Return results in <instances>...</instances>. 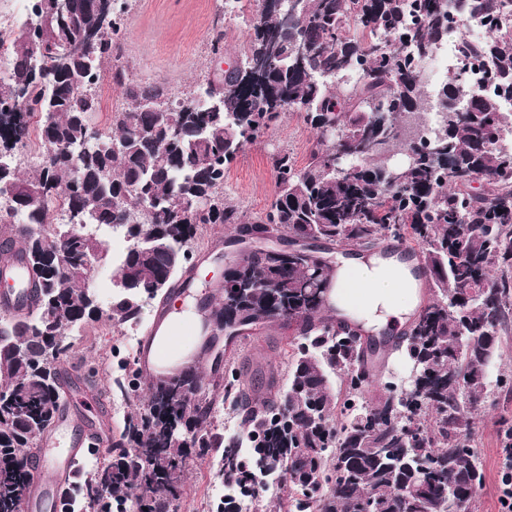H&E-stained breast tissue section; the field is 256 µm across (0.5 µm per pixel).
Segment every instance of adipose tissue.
Here are the masks:
<instances>
[{"label":"adipose tissue","instance_id":"ef3b65f1","mask_svg":"<svg viewBox=\"0 0 512 512\" xmlns=\"http://www.w3.org/2000/svg\"><path fill=\"white\" fill-rule=\"evenodd\" d=\"M333 313L368 332L399 335L410 321L422 288L409 263L378 254L339 256L335 266Z\"/></svg>","mask_w":512,"mask_h":512}]
</instances>
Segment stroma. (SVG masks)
<instances>
[{
	"instance_id": "obj_1",
	"label": "stroma",
	"mask_w": 512,
	"mask_h": 512,
	"mask_svg": "<svg viewBox=\"0 0 512 512\" xmlns=\"http://www.w3.org/2000/svg\"><path fill=\"white\" fill-rule=\"evenodd\" d=\"M224 0H130L125 15V50L119 61L137 81L159 80L171 92L183 97L205 84L209 73L241 59L246 36L254 22L252 10L224 17ZM224 22V52L213 55L210 38L216 20ZM314 131L296 113L289 112L281 123L248 146L233 161L224 176V192L239 203L246 215L263 212L276 192V174L271 166L273 153L285 149L298 163H305ZM233 232L221 224L203 227L191 254L201 266L188 298L199 304L201 298L217 295L216 280L224 270L223 249L212 248L214 239L226 240ZM150 319L141 325H118L109 320L73 330L68 362L94 367L92 382L79 384L69 395L70 410L112 430L122 428L123 416L114 413L112 403L124 399L134 407V393L120 394L115 386L119 368L133 371ZM291 334L288 326L274 322L258 327L241 343L234 366L249 377L258 372L285 377L283 348ZM495 402L486 407L474 422V438L485 482L478 490L472 512H503L500 496V457L502 439L498 431L501 418H512V389L499 387ZM222 483L216 478L213 457L190 460L184 474V492L177 499L180 512H214Z\"/></svg>"
}]
</instances>
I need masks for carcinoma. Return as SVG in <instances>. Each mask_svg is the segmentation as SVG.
Instances as JSON below:
<instances>
[{
  "label": "carcinoma",
  "instance_id": "cac0c4a2",
  "mask_svg": "<svg viewBox=\"0 0 512 512\" xmlns=\"http://www.w3.org/2000/svg\"><path fill=\"white\" fill-rule=\"evenodd\" d=\"M93 0H72V31L95 29L80 54L54 58L32 78L31 34L52 48L64 31L38 6L13 32L7 75L0 77V252L19 248L33 309L0 325V512H17L30 487L31 449L66 400L58 364L70 350V331L102 317L139 325L145 306L167 294L188 250L206 224L267 225L288 238L330 245L376 247L408 235L434 299L415 315L394 350L419 365L408 394L390 382L363 400L367 354L348 320L322 317L335 277L310 275L305 253L256 252L224 268V303L213 313L257 324L302 316L310 323L283 357L288 385L269 376L263 388L238 372L196 402L179 398L171 382H156L146 406L128 413L107 455L82 470L68 489V512H167L184 484V463L224 449L219 476L236 475L227 498L249 499L268 512L259 489L278 485V507L296 512H445L448 486L472 501L483 472L470 431L474 413L490 397L489 368L499 330L512 321V151L497 142L512 134L502 102L512 100V0H457L458 11L485 21L483 40L463 41L465 60L489 66L496 92L475 89L468 107L438 127L440 156L404 164L400 181L382 175L384 161L362 146L396 138L406 115L425 112L427 100L412 59L448 39V0H297L302 20L285 26L275 9L258 10L244 59L259 49L272 59L258 76L227 68L184 99L162 82L137 83L116 67L112 83L125 105L109 128L86 145L99 112L95 87L125 37L111 0L100 25ZM308 52L294 60V46ZM27 98H13L17 88ZM224 89V111L209 112L208 95ZM466 82L452 77L441 100L457 99ZM296 112L318 136L304 165L288 151L271 158L277 191L253 221L224 198L232 158ZM389 112L378 129L371 113ZM36 129L47 158L31 175L19 153ZM88 149H83V146ZM210 200L200 210L192 204ZM129 244L114 271L108 310L92 314L83 287L94 262L107 255L100 232ZM466 311L448 315V300ZM339 378L333 390L330 377ZM241 417L242 433L216 431L220 403ZM342 420L331 423L335 413Z\"/></svg>",
  "mask_w": 512,
  "mask_h": 512
}]
</instances>
